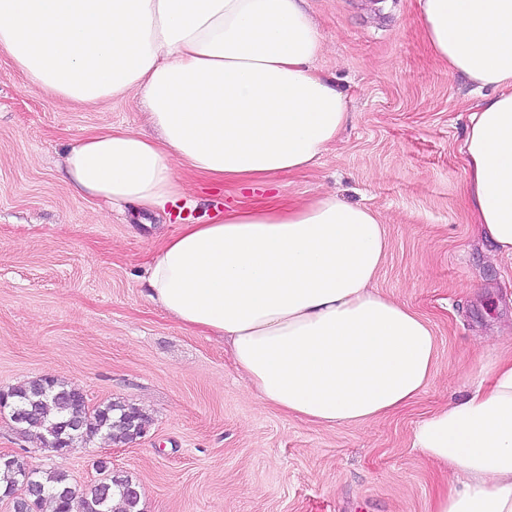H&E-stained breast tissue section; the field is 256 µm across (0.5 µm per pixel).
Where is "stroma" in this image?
I'll return each mask as SVG.
<instances>
[{
	"label": "stroma",
	"instance_id": "1",
	"mask_svg": "<svg viewBox=\"0 0 512 512\" xmlns=\"http://www.w3.org/2000/svg\"><path fill=\"white\" fill-rule=\"evenodd\" d=\"M325 45L317 68L349 117L312 170L285 176L284 200L329 191L387 224L377 290L423 317L433 375L407 407L325 427L263 406L224 343L182 328L144 293L147 266L182 220L213 222L227 188L190 181L166 209L101 217L64 155L85 134L145 127L140 97L92 108L30 88L0 60V391L40 376L68 381L89 407L145 410V436H98L65 454L38 448L0 414V454L67 474L86 489L99 461L132 479L141 512H431L448 483L412 448L417 423L460 400L512 356V261L473 223L462 145L479 96L430 53L418 0H307Z\"/></svg>",
	"mask_w": 512,
	"mask_h": 512
}]
</instances>
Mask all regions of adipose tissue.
I'll return each instance as SVG.
<instances>
[{
    "instance_id": "adipose-tissue-1",
    "label": "adipose tissue",
    "mask_w": 512,
    "mask_h": 512,
    "mask_svg": "<svg viewBox=\"0 0 512 512\" xmlns=\"http://www.w3.org/2000/svg\"><path fill=\"white\" fill-rule=\"evenodd\" d=\"M305 0H0V56L44 94L84 106L140 96L158 137L113 127L66 156L102 211L160 210L187 179L234 188L212 224H184L147 268L148 298L226 341L257 398L326 426L398 411L426 386L434 334L376 292L390 247L366 206L325 193L286 202L282 176L317 166L347 113L313 68L324 52ZM450 73L494 89L463 144L473 220L512 257V0H419ZM265 187L262 201L244 193ZM487 386L426 415L412 445L448 473L431 512H512V357Z\"/></svg>"
}]
</instances>
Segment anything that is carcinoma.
Listing matches in <instances>:
<instances>
[{
    "label": "carcinoma",
    "instance_id": "carcinoma-1",
    "mask_svg": "<svg viewBox=\"0 0 512 512\" xmlns=\"http://www.w3.org/2000/svg\"><path fill=\"white\" fill-rule=\"evenodd\" d=\"M80 397L82 393L68 382L42 376L11 389L9 400L30 411L22 433L44 448H63L79 432L93 437L103 434L114 443H129L141 436L131 419L139 418L142 426L150 422L145 411L125 400H111L91 410L77 402ZM98 468L105 473L104 478L82 491L86 512H141L140 495L130 492L132 480L112 471L106 461L99 462ZM28 470V462L19 456L0 458V491L6 496L16 493L21 476ZM33 478L43 489V496L21 502V512H34L46 501L54 504V512H71L66 492L73 484L67 474L37 468Z\"/></svg>",
    "mask_w": 512,
    "mask_h": 512
}]
</instances>
